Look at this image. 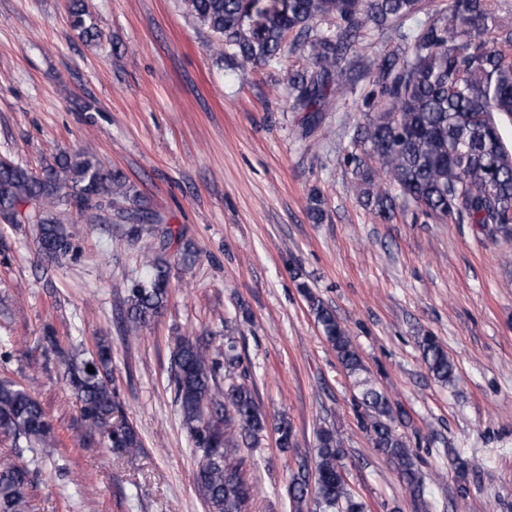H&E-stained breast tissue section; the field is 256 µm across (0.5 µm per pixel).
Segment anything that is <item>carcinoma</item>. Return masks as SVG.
Returning a JSON list of instances; mask_svg holds the SVG:
<instances>
[{"mask_svg": "<svg viewBox=\"0 0 512 512\" xmlns=\"http://www.w3.org/2000/svg\"><path fill=\"white\" fill-rule=\"evenodd\" d=\"M189 12L218 38L215 49L252 65L266 64L286 50L300 49L311 70L289 78L294 105L316 115L333 97L350 88L349 51L365 36L387 28L398 31L400 43L366 74L385 108L364 114L357 141L375 158L389 186L374 183L371 172H359L365 184V206L379 219L392 217L395 196L424 207L435 217L489 229L496 240H512V143L504 125H512V54L490 46L487 35L512 47V25L498 18L491 0H448L434 16L413 26L405 22L422 10L423 0H185ZM73 25L87 37L83 0H73ZM335 18L336 31L318 33L313 24ZM293 41H288V37ZM32 206L27 222L39 225L38 252L58 264L72 251L71 236L57 213L111 210L127 225L130 236L158 229V215L131 194L119 170H105L88 149L60 157L36 176L14 163L0 162V219L19 223L17 210ZM146 279L127 288V332L155 321L169 297L171 264L162 254L147 255ZM299 288L331 345L336 359L354 378L364 430L374 448L394 466L407 490L424 493L423 475L411 450L397 433L393 406L369 376L353 340L334 312L309 287ZM43 342L66 364L68 384L81 403L83 419L104 444L121 454L142 448L109 380L111 351L78 359L66 351L53 329ZM180 336L173 350L172 383L182 421L202 452L197 491L208 512H248L252 484L240 448H257L268 432V421L255 389L242 370L241 354L232 336L215 343ZM424 365L443 385L455 381L456 367L432 336L419 342ZM93 366V372L87 366ZM224 371V385L217 376ZM282 450L297 447L293 426L281 419L274 427ZM0 438L9 441V457L0 460V512H31L30 470L25 452L38 448L49 455L56 438L45 410L30 392L0 380ZM345 442L339 430L325 427L316 434L314 461L298 457L288 467V498L293 512H370L349 485Z\"/></svg>", "mask_w": 512, "mask_h": 512, "instance_id": "carcinoma-1", "label": "carcinoma"}]
</instances>
